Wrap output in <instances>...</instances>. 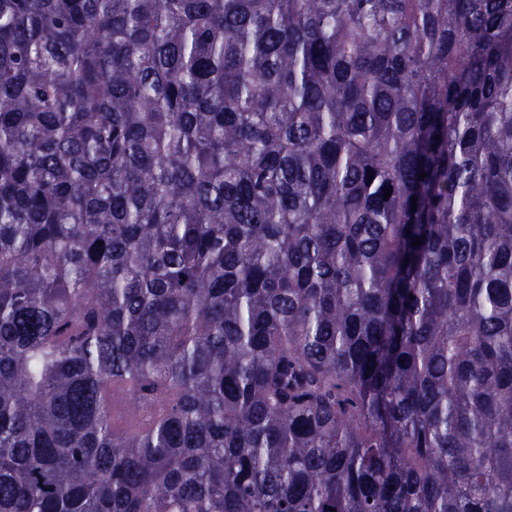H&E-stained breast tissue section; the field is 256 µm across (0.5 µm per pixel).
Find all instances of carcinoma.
<instances>
[{
  "instance_id": "obj_1",
  "label": "carcinoma",
  "mask_w": 512,
  "mask_h": 512,
  "mask_svg": "<svg viewBox=\"0 0 512 512\" xmlns=\"http://www.w3.org/2000/svg\"><path fill=\"white\" fill-rule=\"evenodd\" d=\"M0 512H512V0H0Z\"/></svg>"
}]
</instances>
